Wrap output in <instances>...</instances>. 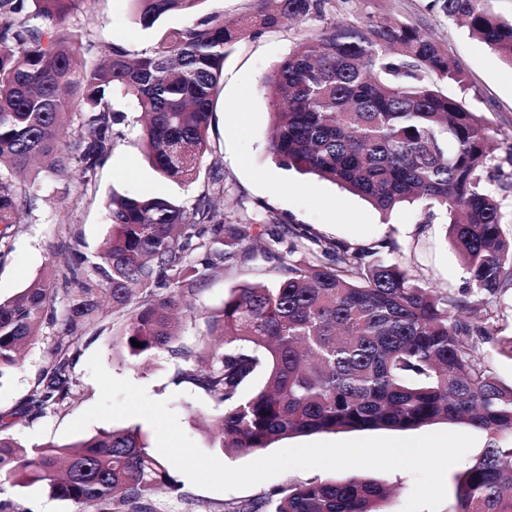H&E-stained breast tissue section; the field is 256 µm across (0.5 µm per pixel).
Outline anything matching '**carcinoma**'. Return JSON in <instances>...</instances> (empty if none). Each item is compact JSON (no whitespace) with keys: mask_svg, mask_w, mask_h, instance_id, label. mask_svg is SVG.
<instances>
[{"mask_svg":"<svg viewBox=\"0 0 512 512\" xmlns=\"http://www.w3.org/2000/svg\"><path fill=\"white\" fill-rule=\"evenodd\" d=\"M87 0H0V258L35 195L10 178L40 161L72 162L80 193L112 153L124 115L110 99L136 104L141 144L153 168L204 189L190 206L162 197L114 195L112 237L86 268L75 244L31 285L0 301V379L41 330L53 345L38 389L0 413V491L44 485L51 495L111 512H144L156 490H177L165 461L138 427L101 430L67 444L26 447L8 431L66 402L78 341L103 304L121 320L112 348L146 364L159 352L194 368L177 380L224 404L212 447L258 451L292 436L465 424L489 436L512 433V384L484 363L459 314L462 305L422 286L383 257V240L353 249L314 240L319 252L293 259L303 233L273 211L249 213L224 196V173L205 166L208 129L224 61L245 37L286 19L324 17L332 0H258L228 24L216 13L157 31L131 55L117 43L87 42L69 23ZM138 23L194 13L205 0H132ZM428 10L462 21L512 64V20L490 0H429ZM464 85L455 57L432 33L402 20H334L300 40L262 81L275 108L268 151L282 169L313 174L389 214L422 201L426 223L442 216L462 258L467 288H512V235L492 191L500 171L491 129L437 81ZM275 228L259 245L257 226ZM275 263V282L239 283L205 316L194 349L178 344L175 316L213 273ZM140 346L135 347L131 340ZM394 490L363 477L305 482L272 491L234 512H386ZM456 512H512V445L491 443L457 476Z\"/></svg>","mask_w":512,"mask_h":512,"instance_id":"carcinoma-1","label":"carcinoma"}]
</instances>
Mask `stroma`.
I'll list each match as a JSON object with an SVG mask.
<instances>
[{
	"instance_id": "35a3bbf8",
	"label": "stroma",
	"mask_w": 512,
	"mask_h": 512,
	"mask_svg": "<svg viewBox=\"0 0 512 512\" xmlns=\"http://www.w3.org/2000/svg\"><path fill=\"white\" fill-rule=\"evenodd\" d=\"M333 2L329 17L351 24L397 18L432 31L447 45L465 74L467 87L462 90L445 83L441 89L449 96L461 97L493 131L502 168L494 189L502 199L504 229L511 234L512 162L507 155L512 152V65L472 37L467 28L428 11L429 0ZM72 23L91 40L116 42L133 53L152 42L151 34L135 20L131 0H91L74 14ZM323 25L320 18L299 24L287 22L276 31L236 45L224 62L222 89L209 131V160L222 164L227 194L240 199L248 211L273 210L288 223L333 244L362 247L383 240L395 242L391 261L404 266L420 284L439 288L466 305V320L488 328V335L477 337L476 343L492 371L512 384V357L501 354L496 345L497 338L512 336V288L494 297L476 296L467 290L463 265L445 240L444 225L426 223L420 208L406 206L387 217L328 181L281 169L272 161L267 145L273 106L261 82L300 39L317 33ZM119 129L121 138L97 172L95 200L78 198V167H71L64 175L39 174L41 197L31 214L16 226L11 251L0 262L1 300L28 287L61 241L79 240L81 251L94 255L112 233L104 208L112 194L163 197L187 206L200 194L202 182L181 184L162 177L150 166L141 147L139 127L123 123ZM275 276V269L267 266L212 277L205 288L188 299L190 311L184 319L181 345L197 346L205 314L221 306L229 288L242 281H269ZM114 320L112 313H104L100 320L103 333L80 340L70 404L48 406L34 419L12 428V435L30 446L68 443L65 427L99 398V388L87 369L90 357L97 353L113 376L144 387L152 399L169 401L186 435L202 450H209L210 438L201 419L221 416L223 405L192 384L176 381L182 361L162 353L144 369L128 353L112 349L109 329ZM51 344V337H43L19 366L0 379V412L14 409L36 389ZM350 476L347 470L291 469L247 489L217 492L197 487L181 474L177 477L178 490L149 496L147 512H233L235 507L262 500L278 488ZM0 497L18 504L23 512H84L83 506L52 497L38 484L5 486Z\"/></svg>"
}]
</instances>
